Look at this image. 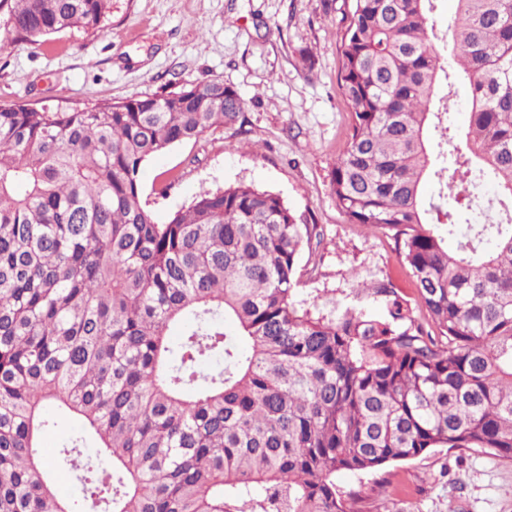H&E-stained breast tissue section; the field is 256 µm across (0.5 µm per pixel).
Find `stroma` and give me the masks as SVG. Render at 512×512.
I'll use <instances>...</instances> for the list:
<instances>
[{"label": "stroma", "instance_id": "obj_1", "mask_svg": "<svg viewBox=\"0 0 512 512\" xmlns=\"http://www.w3.org/2000/svg\"><path fill=\"white\" fill-rule=\"evenodd\" d=\"M344 8V0H112L101 33L68 29L0 47V104L91 108L223 80L247 102L243 126L151 158L140 173L142 204L164 223L200 190L250 183L323 231L322 245L300 259L299 298L323 311L355 298L370 307L369 286L384 282L415 302L394 240L348 223L332 190L349 124L336 51ZM378 480L392 512H512L510 458L440 449L335 478L340 490L360 491L357 512H379Z\"/></svg>", "mask_w": 512, "mask_h": 512}]
</instances>
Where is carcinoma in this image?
Returning <instances> with one entry per match:
<instances>
[{
    "label": "carcinoma",
    "instance_id": "cac0c4a2",
    "mask_svg": "<svg viewBox=\"0 0 512 512\" xmlns=\"http://www.w3.org/2000/svg\"><path fill=\"white\" fill-rule=\"evenodd\" d=\"M438 2L347 4L351 127L332 174L349 223L392 233L432 333L387 283L370 288L379 313L298 299L321 231L275 193L203 189L164 224L142 205L149 158L242 120L223 81L91 109L0 105V512H347L340 471L438 448L512 458V0H457L444 32ZM0 9L5 46L98 33L112 0ZM50 406L84 425L52 459ZM58 467L81 502L55 494ZM451 112L455 126L459 129L463 128L469 112L468 93L463 81H460L456 86V93L453 96Z\"/></svg>",
    "mask_w": 512,
    "mask_h": 512
}]
</instances>
